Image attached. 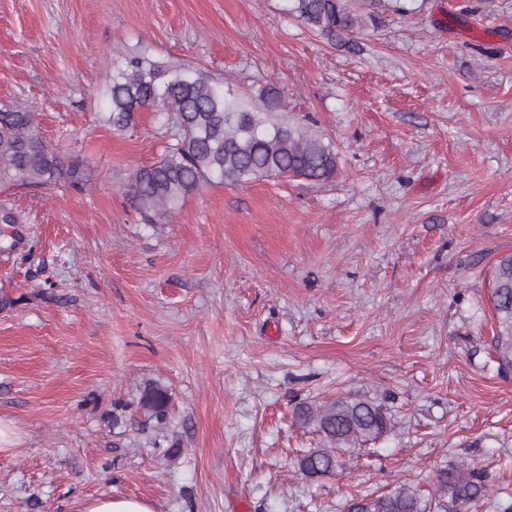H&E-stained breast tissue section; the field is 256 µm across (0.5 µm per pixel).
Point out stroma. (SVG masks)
Returning <instances> with one entry per match:
<instances>
[{"label": "stroma", "instance_id": "35a3bbf8", "mask_svg": "<svg viewBox=\"0 0 512 512\" xmlns=\"http://www.w3.org/2000/svg\"><path fill=\"white\" fill-rule=\"evenodd\" d=\"M286 0H0V104L35 112L77 189L0 188V512H342L465 462L512 504V373L489 301L512 253V0H348L330 43ZM274 84L332 140L327 181L204 186L153 230L122 192L173 131L114 130L116 51ZM167 388L157 428L139 406ZM358 394L391 429L311 480L301 402ZM120 424H113V416ZM179 443L182 453L167 456ZM140 404L148 413L150 419H154L159 426L166 425L170 420L171 395L165 387L157 384L144 391ZM85 512H154L151 506L137 499L103 497L92 502Z\"/></svg>", "mask_w": 512, "mask_h": 512}]
</instances>
